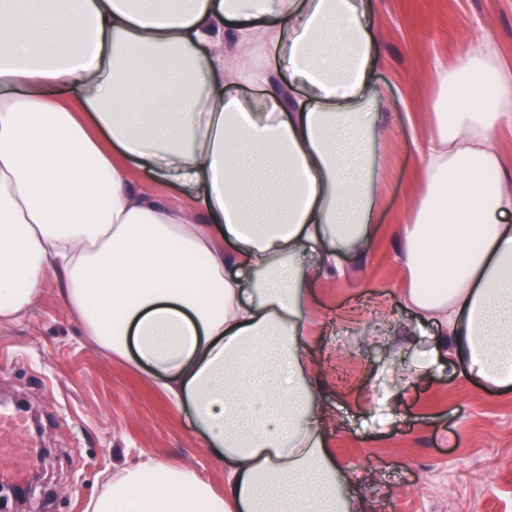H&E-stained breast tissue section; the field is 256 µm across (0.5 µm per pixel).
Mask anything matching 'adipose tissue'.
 Returning <instances> with one entry per match:
<instances>
[{"instance_id": "adipose-tissue-1", "label": "adipose tissue", "mask_w": 512, "mask_h": 512, "mask_svg": "<svg viewBox=\"0 0 512 512\" xmlns=\"http://www.w3.org/2000/svg\"><path fill=\"white\" fill-rule=\"evenodd\" d=\"M469 41L436 67L437 127L416 147L426 191L398 260L440 334L398 388L443 356L512 385V171L495 137L512 70ZM258 44L288 86L245 71ZM376 65L366 0H0V322L54 273L86 336L147 366L224 461L218 493L146 457L85 512H358L304 338L310 285L376 240Z\"/></svg>"}]
</instances>
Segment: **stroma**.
Here are the masks:
<instances>
[{
    "label": "stroma",
    "mask_w": 512,
    "mask_h": 512,
    "mask_svg": "<svg viewBox=\"0 0 512 512\" xmlns=\"http://www.w3.org/2000/svg\"><path fill=\"white\" fill-rule=\"evenodd\" d=\"M377 84L391 106L379 150L383 205L376 245L346 255L344 276L312 284L307 350L331 455L361 512H512V388H492L440 358L392 395L390 372L416 367L437 335L401 301L408 278L396 260L402 226L425 183L413 145L435 128L429 101L437 65H453L482 29L512 68V0H370ZM0 398L22 400L25 436L51 449L47 478L26 512H84L115 468L141 454L186 464L215 489L224 463L155 385L148 369L103 354L46 276L34 308L0 326ZM394 416L379 426L378 404Z\"/></svg>",
    "instance_id": "35a3bbf8"
}]
</instances>
